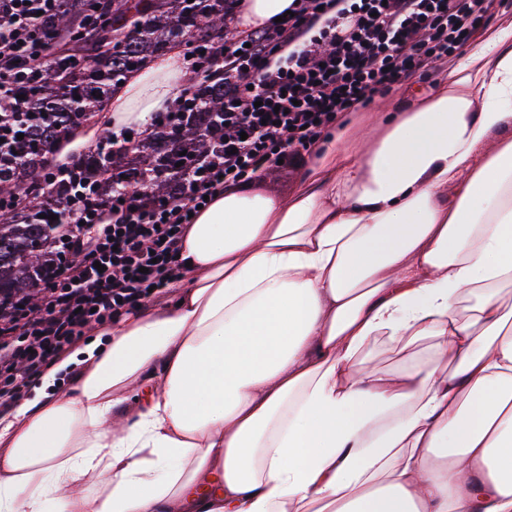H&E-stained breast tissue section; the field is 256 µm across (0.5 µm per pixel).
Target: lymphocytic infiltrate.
<instances>
[{"label": "lymphocytic infiltrate", "instance_id": "lymphocytic-infiltrate-1", "mask_svg": "<svg viewBox=\"0 0 512 512\" xmlns=\"http://www.w3.org/2000/svg\"><path fill=\"white\" fill-rule=\"evenodd\" d=\"M69 0H0V118L35 84ZM486 0H293L282 21L185 55L224 68V156L165 203L146 187L101 207L75 202L59 265L25 297L0 298V415L89 329L159 299L180 276L184 230L205 197L261 179L317 145L342 114L423 77L470 41Z\"/></svg>", "mask_w": 512, "mask_h": 512}]
</instances>
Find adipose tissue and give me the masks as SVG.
Instances as JSON below:
<instances>
[{"label": "adipose tissue", "instance_id": "ef3b65f1", "mask_svg": "<svg viewBox=\"0 0 512 512\" xmlns=\"http://www.w3.org/2000/svg\"><path fill=\"white\" fill-rule=\"evenodd\" d=\"M188 80L155 60L101 122ZM359 133L290 196H216L171 302L42 376L0 425V512H512V21ZM378 342L427 351L390 371Z\"/></svg>", "mask_w": 512, "mask_h": 512}]
</instances>
